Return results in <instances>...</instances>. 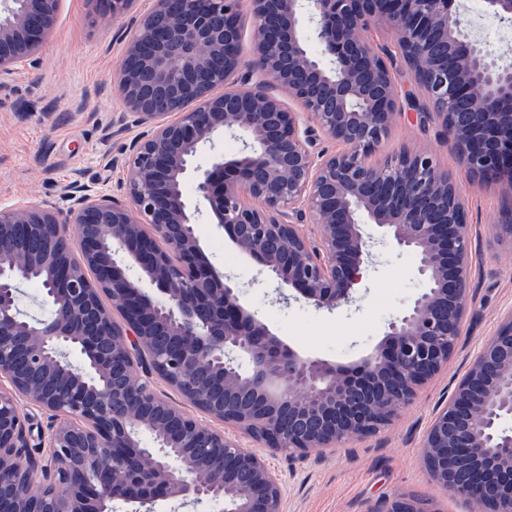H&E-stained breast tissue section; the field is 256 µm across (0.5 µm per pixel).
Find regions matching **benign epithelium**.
Returning a JSON list of instances; mask_svg holds the SVG:
<instances>
[{"label": "benign epithelium", "mask_w": 512, "mask_h": 512, "mask_svg": "<svg viewBox=\"0 0 512 512\" xmlns=\"http://www.w3.org/2000/svg\"><path fill=\"white\" fill-rule=\"evenodd\" d=\"M59 2L4 0L0 88L37 64ZM96 3L115 20L133 0ZM483 11L512 21V0H483ZM372 27L393 35L426 101L399 94L394 56L366 37ZM464 27L456 0H154L125 36L113 77L124 110L112 134L140 129L103 167L127 168L123 199L102 175L79 172L61 206L0 209V375L12 384L0 391V512H111L114 501L149 512L169 500L283 512V480L261 449L304 457L342 448L412 403L457 345L470 230L456 177L431 154L372 158L408 107L438 121L466 175L494 178L512 198V66ZM226 130L244 133L239 154L194 165ZM318 131L342 150L315 151ZM190 181L211 223L296 300L352 303L377 244L413 251L427 288L358 362L302 356L206 260ZM33 275L49 306L39 321L16 308L18 284ZM70 347L83 365L66 359ZM22 398L51 413L38 434L48 461L31 445ZM508 418L511 312L426 428L434 486L477 512H512ZM365 512L433 510L396 497Z\"/></svg>", "instance_id": "7a95c632"}]
</instances>
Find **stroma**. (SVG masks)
Listing matches in <instances>:
<instances>
[{"label":"stroma","instance_id":"obj_1","mask_svg":"<svg viewBox=\"0 0 512 512\" xmlns=\"http://www.w3.org/2000/svg\"><path fill=\"white\" fill-rule=\"evenodd\" d=\"M152 6L153 0H134L125 15L109 21L96 13L93 0H61L40 65L20 71L0 89V207L60 205L74 172H97L103 157L117 154L123 139L110 132L122 105L112 74L122 60L123 32ZM405 147L431 151L456 176L465 203L471 293L459 342L446 369L377 435L303 460L265 450L267 463L286 480L285 512H364L398 496L432 499L436 512H469L467 504L435 489L422 438L470 361L512 311V241L497 236L512 199L493 180L462 176L452 143L413 112L396 118L375 159ZM197 232L206 256L234 276L243 300L273 332L313 358L349 363L369 353L426 287L416 255L386 245L366 266L352 306L330 311L286 301L259 265L206 218H199Z\"/></svg>","mask_w":512,"mask_h":512}]
</instances>
